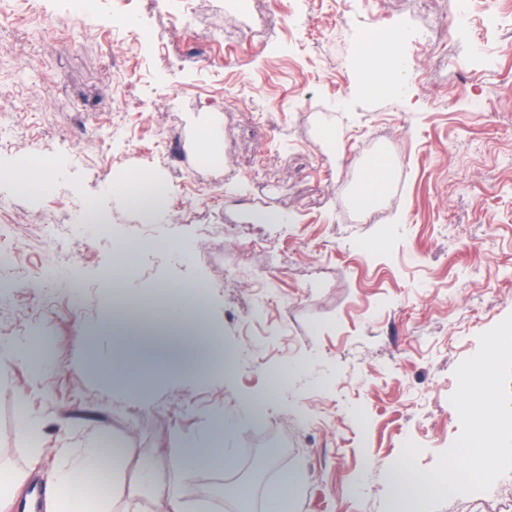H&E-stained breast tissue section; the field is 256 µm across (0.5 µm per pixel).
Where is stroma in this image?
Wrapping results in <instances>:
<instances>
[{
  "label": "stroma",
  "instance_id": "35a3bbf8",
  "mask_svg": "<svg viewBox=\"0 0 512 512\" xmlns=\"http://www.w3.org/2000/svg\"><path fill=\"white\" fill-rule=\"evenodd\" d=\"M44 2L8 0L0 21V472L47 487L65 452L104 439L120 451L110 512H158L144 467L232 416L237 466L277 451L250 486L257 512L295 470L296 512H392L404 442L423 448L415 471L435 465L460 432L455 368L512 314V25L485 24L512 0H374L371 27L337 0H99L86 19ZM388 34L403 49L429 38L392 71L398 92L361 64ZM204 127L222 164L198 158ZM25 153L68 168L18 191ZM380 157L392 178L366 211L353 195ZM136 172L166 186L162 217L106 194ZM92 199L108 234L77 223ZM120 244L137 315L162 317L168 285H202L232 370L160 366L136 391L102 372L108 342L89 328L113 308ZM23 409L39 452L16 435ZM226 475L197 470L181 512H226L210 491ZM426 512H512V476Z\"/></svg>",
  "mask_w": 512,
  "mask_h": 512
}]
</instances>
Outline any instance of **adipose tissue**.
Returning <instances> with one entry per match:
<instances>
[{
  "label": "adipose tissue",
  "mask_w": 512,
  "mask_h": 512,
  "mask_svg": "<svg viewBox=\"0 0 512 512\" xmlns=\"http://www.w3.org/2000/svg\"><path fill=\"white\" fill-rule=\"evenodd\" d=\"M112 190L124 196L129 204L156 218L165 213L167 197L163 186L147 174H133L112 185ZM165 324L151 326L117 316L99 326L109 336L113 347L103 359V368L115 378L135 382L162 363L184 364L205 345H213L215 338L206 326L204 311L189 312L182 303H172ZM229 435L227 424L214 426L205 442L189 439L164 449L170 477L156 483L148 479V486H160L166 504L165 512H181L179 488L183 480L203 467H229L233 460L224 448ZM101 448L91 445L80 449L70 461L60 465L50 487L51 512H108L105 497H90L88 479L100 465Z\"/></svg>",
  "instance_id": "1"
}]
</instances>
